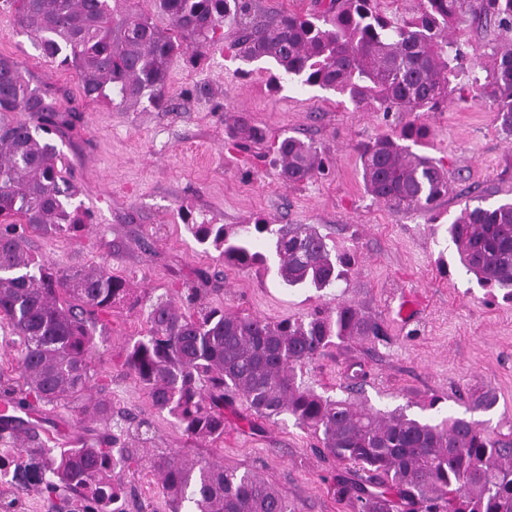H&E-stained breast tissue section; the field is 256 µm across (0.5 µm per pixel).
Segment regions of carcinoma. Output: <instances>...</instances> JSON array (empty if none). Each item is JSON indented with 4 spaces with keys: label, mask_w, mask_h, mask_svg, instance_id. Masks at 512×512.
Instances as JSON below:
<instances>
[{
    "label": "carcinoma",
    "mask_w": 512,
    "mask_h": 512,
    "mask_svg": "<svg viewBox=\"0 0 512 512\" xmlns=\"http://www.w3.org/2000/svg\"><path fill=\"white\" fill-rule=\"evenodd\" d=\"M119 0H0L14 11L42 55L75 70L85 98L122 103L168 101L174 56L217 44L225 22L236 29L228 51L245 63L267 61L274 79L333 90L375 112L433 111L448 103L466 54L450 38L469 17L512 28V0H420L402 22L376 0H323L306 14L260 12L254 0H151L170 27H158ZM491 64L471 62L469 96L490 99L496 122L512 134V48L495 46ZM68 116L30 85L20 64L0 56V324L18 336L21 382L3 394L30 413L74 404L108 429L112 401L92 368L93 330L134 293L104 265L61 270L32 255L30 235L75 236L86 224L71 208L77 194L56 146L39 132L60 130ZM227 137L263 145L266 130L244 112L225 120ZM429 135L416 119L357 146L366 193L395 213L429 214L448 195L447 172L411 145ZM277 176L294 186L325 176L328 157L294 136L273 147ZM224 264H274L285 288L317 293L347 279L354 259L312 224H189ZM465 272L512 298V201L465 205L446 229ZM195 294L159 296L148 304L146 334L127 343L123 366L186 436L224 439V407L245 398L250 414L291 416L315 435L322 451L368 473V484L336 481L353 512H512V442L463 417L419 419L402 411L372 412L318 394L297 380V368L337 343L384 335L358 308L316 310L270 322L195 307ZM150 425L92 439L53 438L23 418L0 417L14 454L41 458L37 482L53 496H76L75 512H129L117 468L136 462L129 442L148 440ZM171 512H291L287 498L250 470L185 456L151 460Z\"/></svg>",
    "instance_id": "1"
}]
</instances>
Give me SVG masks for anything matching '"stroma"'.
<instances>
[{
    "label": "stroma",
    "mask_w": 512,
    "mask_h": 512,
    "mask_svg": "<svg viewBox=\"0 0 512 512\" xmlns=\"http://www.w3.org/2000/svg\"><path fill=\"white\" fill-rule=\"evenodd\" d=\"M234 32L223 24L221 44L174 60L171 108L161 112L145 102L84 99L75 71L43 57L14 13L0 8V55L16 59L31 85L69 111V126L51 141L78 189L74 205L89 215L80 237L34 235L29 250L63 270L107 266L151 297L198 283L203 305L275 322L352 304L380 322L385 336L328 348L303 366L305 386L381 411L426 416L435 409L512 438V302L461 270L444 233L465 204L512 199V135L500 130L482 100H454L422 113L430 129L427 153L446 169L448 195L430 216L393 213L366 194L356 147L400 128L410 113L373 112L317 87L274 88L264 65L244 64L225 51ZM454 38L468 59L484 62L512 32L467 20ZM202 85L208 94H197ZM229 112L247 113L275 138L313 139L331 158V175L284 186L270 155L238 150L228 140ZM259 218L315 225L353 255L347 281L319 293L285 289L263 266H224L186 227ZM146 331L145 307L131 303L114 310L93 336L94 369L112 392V427L124 426L128 412L150 425L137 470L120 475L132 501L145 512H169L150 460L183 451L257 473L287 496L294 512H352L337 498L333 480L362 482L365 473L318 453L317 439L292 418L246 423L247 405L239 398L224 412L223 442L204 446L157 413L123 366L127 342ZM481 394L494 398L491 410L474 408ZM41 415L50 431L91 437L99 430L69 405L45 407ZM15 497L20 512H57L32 479L0 481V500Z\"/></svg>",
    "instance_id": "35a3bbf8"
}]
</instances>
